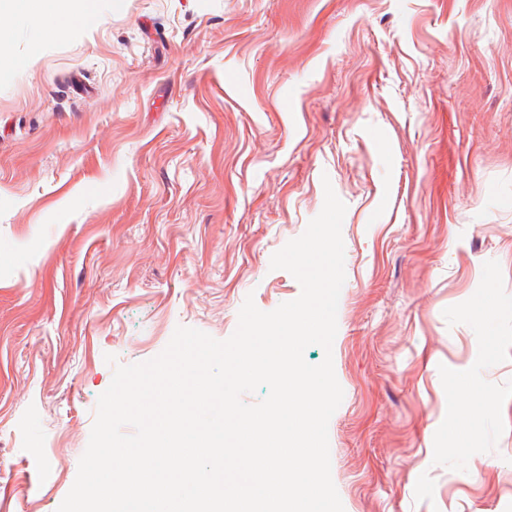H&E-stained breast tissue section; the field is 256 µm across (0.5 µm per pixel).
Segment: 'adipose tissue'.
<instances>
[{
	"label": "adipose tissue",
	"instance_id": "1",
	"mask_svg": "<svg viewBox=\"0 0 512 512\" xmlns=\"http://www.w3.org/2000/svg\"><path fill=\"white\" fill-rule=\"evenodd\" d=\"M80 9H73L72 0H0L19 16H34L42 20L41 35L45 38L89 25L99 13V0H79Z\"/></svg>",
	"mask_w": 512,
	"mask_h": 512
}]
</instances>
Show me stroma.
Here are the masks:
<instances>
[{
	"label": "stroma",
	"instance_id": "stroma-1",
	"mask_svg": "<svg viewBox=\"0 0 512 512\" xmlns=\"http://www.w3.org/2000/svg\"><path fill=\"white\" fill-rule=\"evenodd\" d=\"M40 28L0 11V512H57L115 365L300 295L270 260L327 181L346 279L332 353L303 357L344 391V512H512V0H121ZM471 386L492 410L461 442Z\"/></svg>",
	"mask_w": 512,
	"mask_h": 512
}]
</instances>
